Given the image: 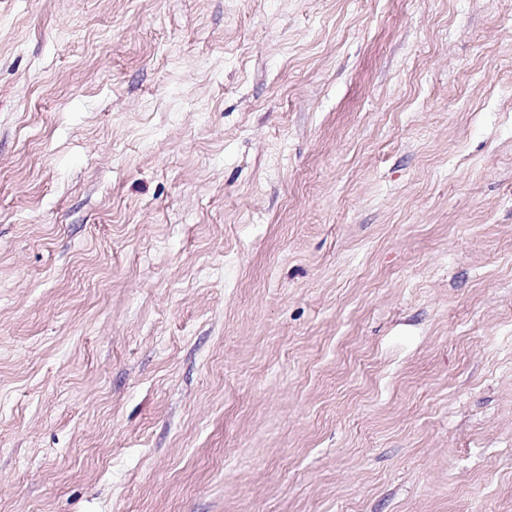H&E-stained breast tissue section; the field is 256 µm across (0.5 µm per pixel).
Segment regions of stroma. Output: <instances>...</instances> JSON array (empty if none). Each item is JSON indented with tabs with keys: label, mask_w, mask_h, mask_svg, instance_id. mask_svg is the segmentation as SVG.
Segmentation results:
<instances>
[{
	"label": "stroma",
	"mask_w": 512,
	"mask_h": 512,
	"mask_svg": "<svg viewBox=\"0 0 512 512\" xmlns=\"http://www.w3.org/2000/svg\"><path fill=\"white\" fill-rule=\"evenodd\" d=\"M0 512H512V0H0Z\"/></svg>",
	"instance_id": "stroma-1"
}]
</instances>
